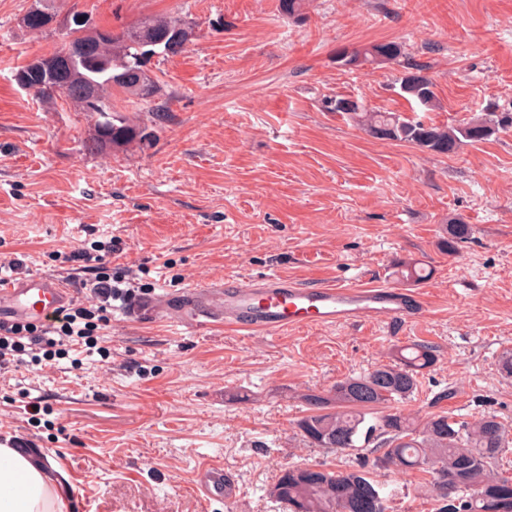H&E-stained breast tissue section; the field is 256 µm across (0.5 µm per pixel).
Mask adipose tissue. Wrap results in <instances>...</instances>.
<instances>
[{
  "instance_id": "adipose-tissue-1",
  "label": "adipose tissue",
  "mask_w": 512,
  "mask_h": 512,
  "mask_svg": "<svg viewBox=\"0 0 512 512\" xmlns=\"http://www.w3.org/2000/svg\"><path fill=\"white\" fill-rule=\"evenodd\" d=\"M66 480L62 472L48 478L28 456L0 445V512H70Z\"/></svg>"
}]
</instances>
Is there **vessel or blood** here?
<instances>
[{
    "mask_svg": "<svg viewBox=\"0 0 512 512\" xmlns=\"http://www.w3.org/2000/svg\"><path fill=\"white\" fill-rule=\"evenodd\" d=\"M75 296V288L58 277L21 276L0 284V320L12 317L42 321ZM153 305L170 319L189 318L196 327L222 321L244 331L265 334L311 324H403L423 311L420 297L400 288L304 286L284 277L203 284L175 296L154 299ZM195 492L208 508L231 500L236 483L223 467L208 465L195 474Z\"/></svg>",
    "mask_w": 512,
    "mask_h": 512,
    "instance_id": "obj_1",
    "label": "vessel or blood"
}]
</instances>
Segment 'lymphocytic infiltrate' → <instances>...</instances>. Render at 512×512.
Returning a JSON list of instances; mask_svg holds the SVG:
<instances>
[{
  "label": "lymphocytic infiltrate",
  "mask_w": 512,
  "mask_h": 512,
  "mask_svg": "<svg viewBox=\"0 0 512 512\" xmlns=\"http://www.w3.org/2000/svg\"><path fill=\"white\" fill-rule=\"evenodd\" d=\"M120 243L112 239L71 251L67 262L88 274L87 279L75 280V301L35 324L10 323L0 320V371H11L24 360L39 361L50 349L70 357L79 365L82 354L96 350L109 355L105 340L112 316V304L129 302L138 290L133 274L113 275L106 262L118 252Z\"/></svg>",
  "instance_id": "obj_1"
}]
</instances>
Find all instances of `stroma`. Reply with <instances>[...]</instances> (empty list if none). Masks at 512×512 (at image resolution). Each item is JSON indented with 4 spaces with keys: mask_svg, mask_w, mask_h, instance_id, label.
Instances as JSON below:
<instances>
[{
    "mask_svg": "<svg viewBox=\"0 0 512 512\" xmlns=\"http://www.w3.org/2000/svg\"><path fill=\"white\" fill-rule=\"evenodd\" d=\"M35 0H0V260L57 274L72 250L119 237L113 271L134 270L142 293L271 275L307 286L412 284L422 316L383 324L310 325L246 334L216 323L175 325L163 314L112 312L109 359L64 360L0 376V442L31 438L54 456L71 512H201L199 466H223L235 497L210 512H282L266 494L280 469L362 462L385 485L386 512H434L421 472L373 466L370 452L311 447L302 393L389 363L395 346L433 347L404 414L494 413L512 426V128L455 153L368 135L326 97L456 126L512 108V0H53L115 30L180 16L195 35L155 59L158 111L112 102L148 141L94 149L95 119L65 96L40 99L17 71L60 35L23 27ZM404 44L425 65L436 105L400 94L404 69H349L336 55L368 43ZM472 234L448 252V221ZM42 397L31 416L21 403Z\"/></svg>",
    "mask_w": 512,
    "mask_h": 512,
    "instance_id": "1",
    "label": "stroma"
}]
</instances>
